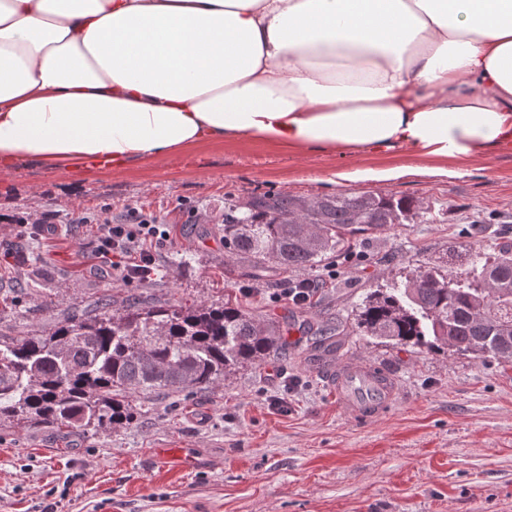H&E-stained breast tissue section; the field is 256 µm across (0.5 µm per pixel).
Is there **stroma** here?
Masks as SVG:
<instances>
[{
  "label": "stroma",
  "mask_w": 512,
  "mask_h": 512,
  "mask_svg": "<svg viewBox=\"0 0 512 512\" xmlns=\"http://www.w3.org/2000/svg\"><path fill=\"white\" fill-rule=\"evenodd\" d=\"M399 153L349 158L295 153L250 141L212 144L163 162L64 174L24 164L0 172V333L39 334L105 295L145 302L223 304L225 296L269 321L291 301L255 284L224 251L216 228L224 202L266 192L312 199L341 192L408 196L431 205L433 224H402L320 271L317 320L339 324L336 360L377 362L398 379L393 408L354 420L313 362L297 330L286 354L237 369L213 389L137 394L136 420L76 435L0 420V512H512V365L377 343L353 329L369 288L399 282L419 261L482 247L469 224L495 218L512 245V153L470 163L430 160L392 183L335 182L337 171L403 163ZM82 212L88 224H70ZM167 225L151 280L123 282L97 270L94 224L130 212ZM50 215L26 237L18 217ZM290 384L288 408L269 404ZM158 448H182L198 465L159 464Z\"/></svg>",
  "instance_id": "35a3bbf8"
}]
</instances>
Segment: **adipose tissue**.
Instances as JSON below:
<instances>
[{"label": "adipose tissue", "mask_w": 512, "mask_h": 512, "mask_svg": "<svg viewBox=\"0 0 512 512\" xmlns=\"http://www.w3.org/2000/svg\"><path fill=\"white\" fill-rule=\"evenodd\" d=\"M239 140L512 152V0H0V171Z\"/></svg>", "instance_id": "ef3b65f1"}]
</instances>
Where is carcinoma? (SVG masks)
I'll return each mask as SVG.
<instances>
[{
	"label": "carcinoma",
	"mask_w": 512,
	"mask_h": 512,
	"mask_svg": "<svg viewBox=\"0 0 512 512\" xmlns=\"http://www.w3.org/2000/svg\"><path fill=\"white\" fill-rule=\"evenodd\" d=\"M413 198L371 192L312 200L256 195L224 207V251L252 264L315 272L398 224H431ZM369 339L512 363V248L468 250V268L419 265L400 285L370 292L356 313ZM313 348L336 351L338 328L304 318ZM288 324L263 321L227 297L221 306L146 304L134 296L73 310L44 334L0 338V418L82 431L134 419L131 397L195 392L224 383L232 369L286 349Z\"/></svg>",
	"instance_id": "carcinoma-1"
}]
</instances>
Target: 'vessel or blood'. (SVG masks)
<instances>
[{"mask_svg": "<svg viewBox=\"0 0 512 512\" xmlns=\"http://www.w3.org/2000/svg\"><path fill=\"white\" fill-rule=\"evenodd\" d=\"M330 382L350 416L374 418L395 403L397 385L386 370L373 363L342 361L332 366Z\"/></svg>", "mask_w": 512, "mask_h": 512, "instance_id": "b4317fda", "label": "vessel or blood"}]
</instances>
